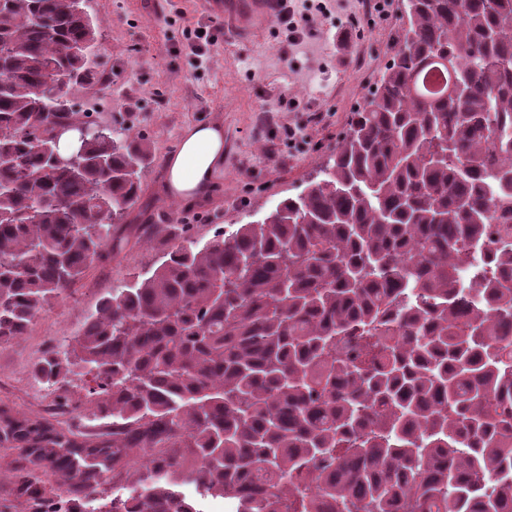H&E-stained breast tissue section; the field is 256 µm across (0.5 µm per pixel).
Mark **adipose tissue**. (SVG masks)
Returning <instances> with one entry per match:
<instances>
[{
  "label": "adipose tissue",
  "instance_id": "1",
  "mask_svg": "<svg viewBox=\"0 0 512 512\" xmlns=\"http://www.w3.org/2000/svg\"><path fill=\"white\" fill-rule=\"evenodd\" d=\"M223 161L224 133L221 127L187 128L179 149L166 159V193L178 200L207 197L213 176Z\"/></svg>",
  "mask_w": 512,
  "mask_h": 512
}]
</instances>
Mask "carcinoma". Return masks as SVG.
<instances>
[{"instance_id": "cac0c4a2", "label": "carcinoma", "mask_w": 512, "mask_h": 512, "mask_svg": "<svg viewBox=\"0 0 512 512\" xmlns=\"http://www.w3.org/2000/svg\"><path fill=\"white\" fill-rule=\"evenodd\" d=\"M77 7L0 0V347L119 246L152 161L69 99L100 35ZM61 127L87 130L77 167ZM511 222L512 0H406L303 195L172 246L36 364L103 430L0 401V512H199L187 484L238 512H512V250L457 300L465 242ZM81 385V382L77 381L68 386V393L73 402L83 403L81 408L68 416V418H70L72 423L79 425L83 430H91L94 429L95 422L90 421L92 418L90 415V405L85 403L84 391L80 388Z\"/></svg>"}]
</instances>
